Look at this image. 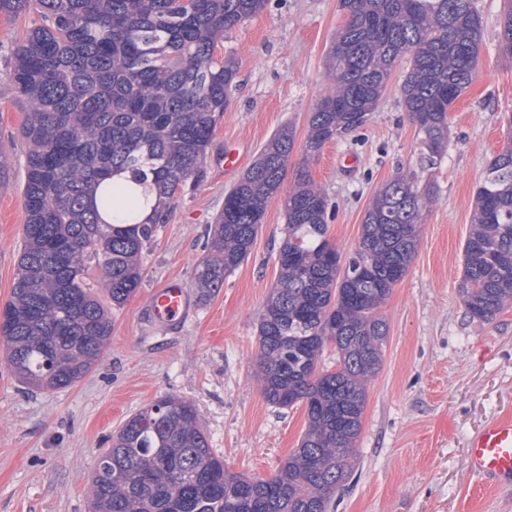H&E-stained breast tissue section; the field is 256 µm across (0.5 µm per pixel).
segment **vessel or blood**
Here are the masks:
<instances>
[{
    "label": "vessel or blood",
    "instance_id": "vessel-or-blood-1",
    "mask_svg": "<svg viewBox=\"0 0 512 512\" xmlns=\"http://www.w3.org/2000/svg\"><path fill=\"white\" fill-rule=\"evenodd\" d=\"M189 308L187 285L172 277L155 288L149 298L152 318L160 324L185 319ZM467 460L482 479L500 485L512 484V419H495L467 442Z\"/></svg>",
    "mask_w": 512,
    "mask_h": 512
}]
</instances>
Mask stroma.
I'll return each mask as SVG.
<instances>
[{
  "label": "stroma",
  "instance_id": "stroma-1",
  "mask_svg": "<svg viewBox=\"0 0 512 512\" xmlns=\"http://www.w3.org/2000/svg\"><path fill=\"white\" fill-rule=\"evenodd\" d=\"M475 3L478 64L448 114V147L428 173L436 188L415 257L381 309L383 365L368 385L358 467L335 512H512V486H484L467 465L468 439L512 416V308L473 319L458 292L475 192L512 116V59L498 39L503 0ZM39 21L33 11L0 17V148L12 162L0 187V307L11 296L26 218L25 107L9 91L11 56ZM344 21L339 0H269L225 35L217 54L235 58L238 86L200 175L187 180L146 245L141 286L113 311L109 341L89 372L67 388H31L0 347V512H93L88 486L99 454L128 416L166 394L195 405L214 453L238 474L270 477L297 448L303 407L268 404L256 378L259 318L285 227L281 198L270 201L250 255L209 301L193 302L186 321L155 323L148 300L168 278L192 282L208 256L224 194L243 175L225 173V146L251 162L279 128L293 127L289 164L307 161L335 203L328 236L345 257L358 247L376 192L399 170L417 169V129L399 101L402 62L366 126L302 157L308 116L332 81L326 54Z\"/></svg>",
  "mask_w": 512,
  "mask_h": 512
}]
</instances>
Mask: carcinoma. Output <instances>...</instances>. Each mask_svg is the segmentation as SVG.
I'll use <instances>...</instances> for the list:
<instances>
[{
  "mask_svg": "<svg viewBox=\"0 0 512 512\" xmlns=\"http://www.w3.org/2000/svg\"><path fill=\"white\" fill-rule=\"evenodd\" d=\"M267 3L0 0V15L41 18L15 47L10 74L26 106V221L3 342L23 383L69 387L99 357L111 310L140 287L143 248L201 171L216 114L236 88L237 63L217 58L218 44ZM339 4L346 19L328 53L332 85L309 116L292 184L295 134L285 126L225 193L213 255L194 272L206 302L248 257L269 202L288 188L278 276L259 321L257 381L269 404L304 406L299 447L268 479L239 475L210 448L194 404L165 395L128 417L99 455L112 468L104 479L92 475L97 512H330L353 474L367 386L388 334L380 309L412 263L435 184L398 172L376 193L359 248L344 260L328 239L336 205L307 162L368 123L406 59L400 98L420 137L421 168H433L448 144V112L472 79L482 20L474 0ZM503 11L500 49L512 59V0ZM126 174L155 198L141 221L133 191L119 182ZM125 200L124 222H107ZM459 292L474 319L512 308L511 143L476 190ZM329 342L333 371L319 369Z\"/></svg>",
  "mask_w": 512,
  "mask_h": 512,
  "instance_id": "carcinoma-1",
  "label": "carcinoma"
}]
</instances>
